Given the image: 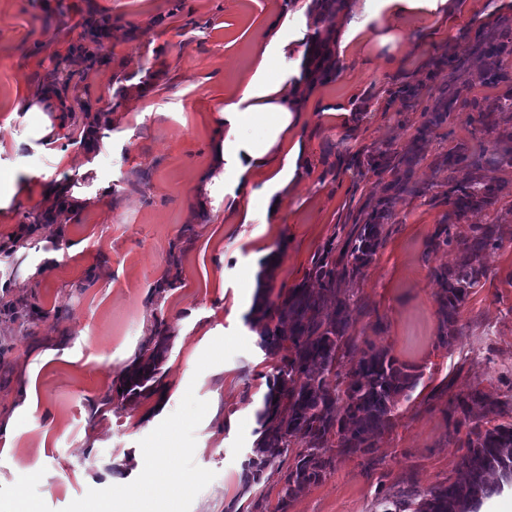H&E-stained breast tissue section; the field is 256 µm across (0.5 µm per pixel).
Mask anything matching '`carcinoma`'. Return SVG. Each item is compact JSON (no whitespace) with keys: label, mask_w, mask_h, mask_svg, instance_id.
Segmentation results:
<instances>
[{"label":"carcinoma","mask_w":512,"mask_h":512,"mask_svg":"<svg viewBox=\"0 0 512 512\" xmlns=\"http://www.w3.org/2000/svg\"><path fill=\"white\" fill-rule=\"evenodd\" d=\"M480 55L484 59L478 73L481 84L495 86L508 80L503 58L512 55V40H507V34L486 39ZM453 102L452 97L437 101L418 139H425L449 118ZM412 164L413 158L388 148L380 152L374 169L390 173L393 179L384 185L367 221L354 225L342 239L330 238L312 259L304 280L278 295L277 303L267 296L274 265H266L263 271L265 282L247 322L258 333L260 347L280 357V364L256 411V439L242 462V479L247 492L262 482L268 470L288 465L273 512H287L300 490L322 481L337 455L373 463L377 439L392 427L401 401L410 398L420 380L387 349L367 341L361 345L349 334L352 309L348 299L339 297L340 286L359 279L382 247L384 222L392 217L395 198L409 190ZM502 189L478 177L455 187L458 216L492 205ZM502 242L498 224H480L470 236L453 232L451 224H441L431 238L434 251L455 243L462 252L456 266L434 272L442 321L440 345L452 343L460 306L486 276L483 253L501 247ZM169 340L161 325H156L118 378L121 399L146 397L160 385ZM346 360L350 368L344 372ZM454 407L468 427L458 477L426 491L412 485L400 487L383 498L392 505L384 512H479L485 500L512 485V398L496 389L475 387L457 395ZM296 439L301 448L293 452Z\"/></svg>","instance_id":"cac0c4a2"}]
</instances>
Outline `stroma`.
Returning <instances> with one entry per match:
<instances>
[{
    "mask_svg": "<svg viewBox=\"0 0 512 512\" xmlns=\"http://www.w3.org/2000/svg\"><path fill=\"white\" fill-rule=\"evenodd\" d=\"M286 0H0V183L30 177L22 199L0 209V486L43 471L41 496L61 512L88 489L132 482L143 469L139 447L179 405L187 387L209 402L198 426L195 461L215 479L190 512L248 505L241 464L255 439L256 411L279 364L246 322L261 253L279 252L273 293L300 283L311 260L343 225L355 224L385 184L368 162L377 150L418 152L417 190L401 194L386 239L349 298L358 340L387 348L420 373L408 400L373 453L374 466L337 457L320 483L288 512H383L399 486L425 490L455 477L466 452L453 400L470 388L512 395V166L492 161L502 127L485 115L512 81L473 83L467 104L416 142L424 111L449 76L477 72L479 45L512 36V11L500 0H457L452 15L406 16L397 64L366 38L345 49L335 72L304 105L300 136L309 162L279 190V216L239 203L199 210L195 199L223 134L218 112L250 77L267 20ZM52 87L69 122L39 149L14 140L27 98ZM98 128L110 150L86 147ZM464 145L466 161L442 160ZM83 196L59 208L40 190L44 178ZM504 183L496 203L454 217L451 181ZM65 211L47 241L46 213ZM500 224L502 247L487 250V276L459 309L450 346L438 344L433 272L453 265L457 247L430 250L438 226ZM56 253L48 261V253ZM168 289H161L163 281ZM162 323L170 337L159 392L125 401L117 378ZM240 331L250 350L196 373L210 342Z\"/></svg>",
    "mask_w": 512,
    "mask_h": 512,
    "instance_id": "1",
    "label": "stroma"
}]
</instances>
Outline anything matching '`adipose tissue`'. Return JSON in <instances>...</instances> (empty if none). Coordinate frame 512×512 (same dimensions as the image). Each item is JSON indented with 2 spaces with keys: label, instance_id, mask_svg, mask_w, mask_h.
<instances>
[{
  "label": "adipose tissue",
  "instance_id": "obj_1",
  "mask_svg": "<svg viewBox=\"0 0 512 512\" xmlns=\"http://www.w3.org/2000/svg\"><path fill=\"white\" fill-rule=\"evenodd\" d=\"M454 10L455 0H361L356 8L348 0H338L332 17L322 2L310 15L299 9L271 17L270 37L251 77L220 112L224 134L211 146L208 196L198 199V206L215 205L218 190L224 188L232 199L264 211L282 209L279 184L307 164L299 136L300 106L316 84L322 59L341 56L368 32L375 33L378 47L397 50L403 47L404 36L396 19L449 15ZM68 121L56 91L45 89L26 102L22 138L35 144L55 135ZM262 169L269 171L270 179L268 189L261 192L253 187L250 175Z\"/></svg>",
  "mask_w": 512,
  "mask_h": 512
}]
</instances>
